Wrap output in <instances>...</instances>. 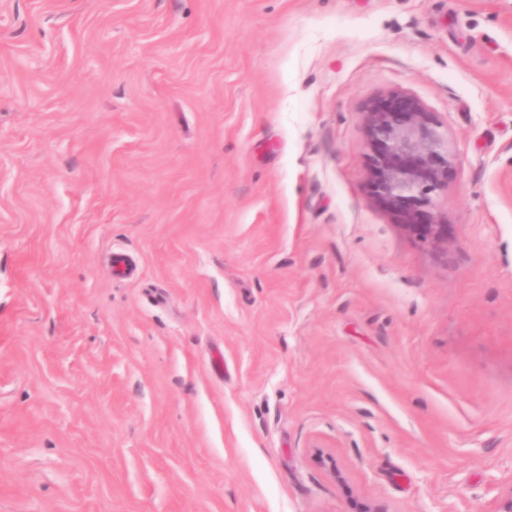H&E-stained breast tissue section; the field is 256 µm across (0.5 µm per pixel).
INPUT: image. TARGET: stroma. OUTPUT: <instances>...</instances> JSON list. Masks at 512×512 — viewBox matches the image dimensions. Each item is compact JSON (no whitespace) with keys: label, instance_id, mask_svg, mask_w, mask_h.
I'll return each mask as SVG.
<instances>
[{"label":"stroma","instance_id":"1","mask_svg":"<svg viewBox=\"0 0 512 512\" xmlns=\"http://www.w3.org/2000/svg\"><path fill=\"white\" fill-rule=\"evenodd\" d=\"M416 97L445 239L368 193ZM512 497V0H0V512Z\"/></svg>","mask_w":512,"mask_h":512}]
</instances>
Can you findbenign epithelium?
<instances>
[{"label": "benign epithelium", "mask_w": 512, "mask_h": 512, "mask_svg": "<svg viewBox=\"0 0 512 512\" xmlns=\"http://www.w3.org/2000/svg\"><path fill=\"white\" fill-rule=\"evenodd\" d=\"M366 131L373 201L424 242L448 235L435 198L456 176L457 158L440 123L414 96L394 92L367 113Z\"/></svg>", "instance_id": "7a95c632"}]
</instances>
